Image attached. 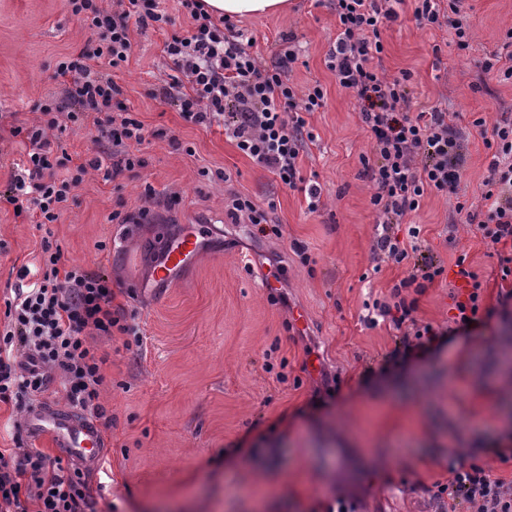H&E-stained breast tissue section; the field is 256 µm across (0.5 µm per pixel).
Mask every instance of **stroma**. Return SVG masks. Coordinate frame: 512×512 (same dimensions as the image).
<instances>
[{
	"mask_svg": "<svg viewBox=\"0 0 512 512\" xmlns=\"http://www.w3.org/2000/svg\"><path fill=\"white\" fill-rule=\"evenodd\" d=\"M477 49L459 56L444 31L420 28L412 0L384 33L386 65L407 72L415 103L442 104L494 122L512 113V79L481 63L512 28V0H465ZM264 49L282 34L302 45L294 82H320L327 104L309 118L315 141L304 173H316L326 205L312 212L303 194L282 187L242 155L223 128L186 122L157 92L170 72L161 32L134 30V52L115 70L123 100L151 138L136 176L88 175L53 225L67 264L106 273L114 305L135 314L138 342L98 339L112 425L97 463L84 465L98 512H443L436 485L448 451L473 454L491 474L512 477L501 447L512 444V313L495 311L472 336L455 337L424 358L395 356L397 332L369 325L374 300L388 297L407 266L375 265L376 215L363 156L370 140L355 100L336 82L325 55L336 36L329 0H291L284 14L241 19ZM92 32L64 0H0V186L26 148L12 127L32 123L38 105L60 96L59 57ZM209 176H201L202 168ZM269 206L277 233L257 234L229 216V199ZM146 219H139L141 209ZM452 206L425 197L411 221L418 243L443 260L442 279L417 296L420 323L447 325L451 294L466 263L495 306L496 259L479 233L459 226L447 241ZM202 226L204 254L168 279L158 255L189 225ZM42 230L12 207L0 209V296L37 255ZM307 247L302 264L290 245ZM280 286L266 292L267 270ZM307 325L296 329L295 310Z\"/></svg>",
	"mask_w": 512,
	"mask_h": 512,
	"instance_id": "stroma-1",
	"label": "stroma"
}]
</instances>
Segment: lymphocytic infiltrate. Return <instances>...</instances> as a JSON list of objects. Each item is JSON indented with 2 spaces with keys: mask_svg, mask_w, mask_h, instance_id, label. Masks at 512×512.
<instances>
[{
  "mask_svg": "<svg viewBox=\"0 0 512 512\" xmlns=\"http://www.w3.org/2000/svg\"><path fill=\"white\" fill-rule=\"evenodd\" d=\"M338 20L326 66L340 87L354 98L358 119L369 133L373 160L366 166L370 203L377 216L372 248L377 263L409 264L407 276L390 296L375 300L367 322L385 321L401 330L398 350L420 358L445 337L471 335L492 309L483 305V283L458 256L457 274L468 289L453 297L448 327L418 324L409 289L441 278L442 261L424 253L420 230L407 225L427 195L444 197L453 206L455 223L475 225L501 280L512 278V114L494 122L478 117L460 127L456 113L432 106L415 112L404 76L387 74L383 65L384 27L400 17L404 0H331ZM418 23L448 32L458 51L474 49L475 36L464 0H414ZM66 8L95 33L76 55L58 60L54 77L62 98H49L31 125L17 126L13 136L28 147L27 171L0 189V206L28 216L45 228L58 223L89 173L112 182L146 165L139 151L146 140L141 121L121 100L123 91L101 64L117 68L127 62L134 29L169 24L158 0H65ZM188 29L164 45L173 73L161 88L165 101L183 118L208 128L223 126L236 148L264 168L285 188L303 192L309 211L324 207L321 185L302 174L301 161L315 136L307 120L325 104L320 83L299 86L290 78L299 59L295 35H283L271 48L275 63L250 52L249 37L229 19L213 18L202 0H181ZM90 124L99 137L87 157L73 163L52 132L71 124ZM479 137L490 155L486 173L474 193L463 186L471 137ZM37 269L21 267L19 280L0 299V403L16 413L30 412L58 387L70 406L103 420L107 388L106 356L92 345L95 336H136L112 307L108 276L65 266L63 251L51 235L40 242ZM440 490L448 512H512V481L493 476L474 457L457 448L448 451V479ZM0 512H97L82 469L63 465L60 457L38 448L0 451Z\"/></svg>",
  "mask_w": 512,
  "mask_h": 512,
  "instance_id": "1",
  "label": "lymphocytic infiltrate"
}]
</instances>
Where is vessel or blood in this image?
<instances>
[{
	"label": "vessel or blood",
	"instance_id": "obj_1",
	"mask_svg": "<svg viewBox=\"0 0 512 512\" xmlns=\"http://www.w3.org/2000/svg\"><path fill=\"white\" fill-rule=\"evenodd\" d=\"M202 234L187 227L182 236L170 244L160 278H168L175 270L195 263L201 254ZM26 425L33 438H46L72 457L87 462L98 460L104 446L99 425L91 420L75 417L70 412L54 407H40L26 416Z\"/></svg>",
	"mask_w": 512,
	"mask_h": 512
}]
</instances>
